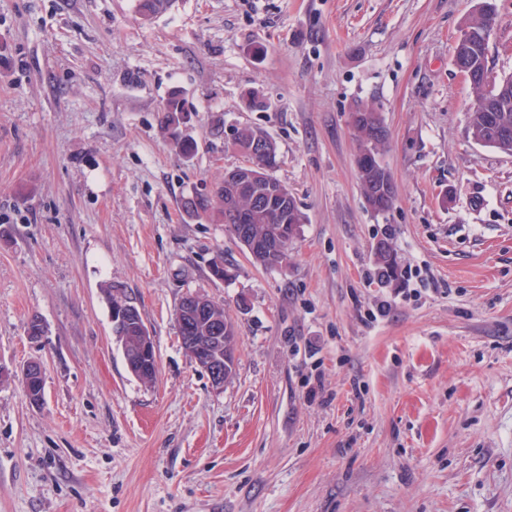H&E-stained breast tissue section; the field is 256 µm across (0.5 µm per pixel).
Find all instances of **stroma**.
Here are the masks:
<instances>
[{"label": "stroma", "mask_w": 512, "mask_h": 512, "mask_svg": "<svg viewBox=\"0 0 512 512\" xmlns=\"http://www.w3.org/2000/svg\"><path fill=\"white\" fill-rule=\"evenodd\" d=\"M483 1L177 0L146 23L135 0H0V512H512V156L469 138L453 63ZM488 1L487 64L512 74V0ZM174 90L188 154L159 122ZM360 104L388 131L384 216ZM245 126L305 216L280 267L182 208L242 163ZM109 284L155 340L152 384ZM189 293L236 327L223 390L178 338ZM361 115L360 121L355 120L356 115ZM378 112H375L372 106L367 104L358 105L355 110L351 113L350 119L352 127L356 133L357 139L359 138V150L357 154V168L359 173V179L366 196L364 185L369 182L378 174L381 167L379 152L382 146L386 142V138L383 141L373 142L370 140L369 135L366 131H373L376 129L383 128L381 120L378 116ZM363 122L362 126H359L360 122ZM370 193L373 196L380 195H393V184L389 172L382 166V173L379 178L370 183ZM369 207L377 214H386L393 207L392 197L389 200L384 199L382 196L379 198H367ZM381 245L375 254L378 274L381 280L385 282L397 280L400 275V266L393 255L392 248L387 241H383ZM114 289L118 288L106 285L103 289L107 303L112 297V314L111 312L110 314L113 335L121 345L128 372L141 382H149L156 377L158 366L153 336L138 307L128 297L114 292ZM131 330L134 331V336L132 332L129 333ZM130 339L132 345L125 348L126 341ZM21 374L29 403L32 406L40 405L43 402V397L40 393L38 395H33V393L35 390L44 387L43 364L39 361H30L23 366Z\"/></svg>", "instance_id": "stroma-1"}]
</instances>
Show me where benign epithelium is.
Masks as SVG:
<instances>
[{"label": "benign epithelium", "mask_w": 512, "mask_h": 512, "mask_svg": "<svg viewBox=\"0 0 512 512\" xmlns=\"http://www.w3.org/2000/svg\"><path fill=\"white\" fill-rule=\"evenodd\" d=\"M472 34L459 37L454 50V65L468 83H480L494 90L499 100L508 99L512 84L499 80L489 69L479 67L473 56ZM486 137L507 145L512 141L507 128L498 124L493 116L487 117ZM253 157L241 166L225 172L226 180L237 187H254L262 173L261 166ZM370 193L374 196L393 194L392 179L387 170H382L379 178L370 183ZM214 305L205 297L192 293L183 297L177 314V326L180 331V343L195 363L208 375L212 388L224 389L230 381L232 371L230 360L236 357V351L227 345L224 336V322L212 315ZM206 323L208 335H196L195 326ZM134 331V336L127 332ZM112 332L122 345L128 372L141 382H149L156 377L158 355L153 336L146 326L138 307L126 296L112 293ZM22 380L29 403L38 406L43 402L41 395L34 391L44 387V367L39 361L26 363L21 371Z\"/></svg>", "instance_id": "benign-epithelium-1"}]
</instances>
